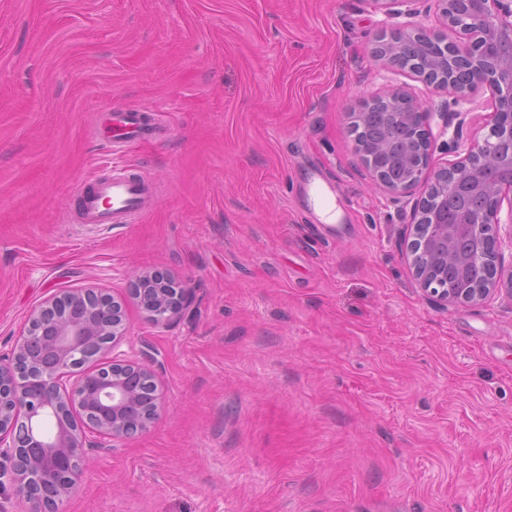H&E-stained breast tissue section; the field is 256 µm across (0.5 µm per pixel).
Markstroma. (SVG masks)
<instances>
[{"label": "stroma", "instance_id": "1", "mask_svg": "<svg viewBox=\"0 0 512 512\" xmlns=\"http://www.w3.org/2000/svg\"><path fill=\"white\" fill-rule=\"evenodd\" d=\"M0 0V356L60 288L126 301L163 383L153 427L86 451L61 512H512V300L443 306L409 265V209L349 133L395 86L426 99L446 165L452 95L373 56L434 0ZM116 103L161 112L121 159L159 189L123 228L70 224ZM320 176L344 210L317 220ZM191 288L154 325L142 270Z\"/></svg>", "mask_w": 512, "mask_h": 512}]
</instances>
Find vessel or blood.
Instances as JSON below:
<instances>
[{
	"instance_id": "vessel-or-blood-1",
	"label": "vessel or blood",
	"mask_w": 512,
	"mask_h": 512,
	"mask_svg": "<svg viewBox=\"0 0 512 512\" xmlns=\"http://www.w3.org/2000/svg\"><path fill=\"white\" fill-rule=\"evenodd\" d=\"M105 140L113 153H120L133 140L161 133L157 112L143 105H120L105 116ZM78 206L74 224H109L120 227L137 223L158 199L155 185L147 177L119 166L83 181L75 191Z\"/></svg>"
}]
</instances>
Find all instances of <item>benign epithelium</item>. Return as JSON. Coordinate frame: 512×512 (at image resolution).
<instances>
[{
  "mask_svg": "<svg viewBox=\"0 0 512 512\" xmlns=\"http://www.w3.org/2000/svg\"><path fill=\"white\" fill-rule=\"evenodd\" d=\"M448 28L463 35L458 42L436 41L424 29L406 34L412 45L436 50L437 67L420 73L435 88L455 93L453 105L469 101L478 86L494 95L489 133L463 139V112L447 143L450 153L464 156L438 170L424 164L409 168L407 179L392 183L373 168L372 157L358 152L371 169V178L398 202L415 187L426 184L434 196L427 235L416 237L410 266L424 291L448 304L485 301L493 293L512 298V271L496 277L486 288H472L460 278L451 287L441 285L438 261L441 243L473 239L474 230L494 228L495 263L512 251V213L507 224L499 217L500 204L512 202V0H435ZM402 43H391L375 57L401 67ZM464 65L470 78L461 87L444 83L450 67ZM401 111L402 120L422 140L430 138L432 113L423 99L399 88L373 100ZM464 191L489 195L495 204L473 214L448 218V195ZM132 299L152 322L166 327L191 305L192 292L173 280L161 283L146 271L136 275ZM124 302L98 288H62L34 309L20 329L11 355L0 358V488L10 486L33 512H59V505L81 482L85 449H116L150 429L161 408V384L145 354L127 344ZM127 349H122V346Z\"/></svg>",
  "mask_w": 512,
  "mask_h": 512,
  "instance_id": "7a95c632",
  "label": "benign epithelium"
}]
</instances>
